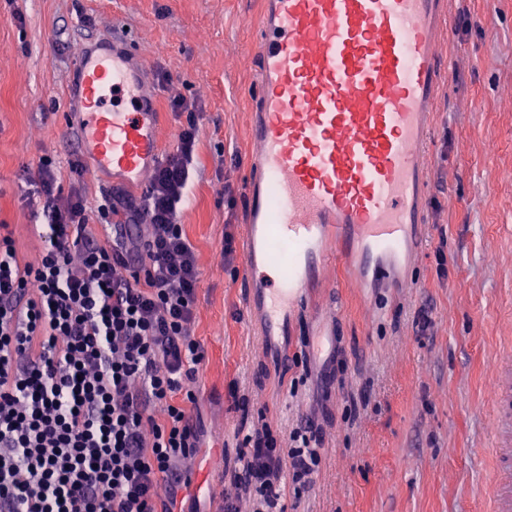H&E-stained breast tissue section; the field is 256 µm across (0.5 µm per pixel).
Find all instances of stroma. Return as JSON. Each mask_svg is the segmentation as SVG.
Returning <instances> with one entry per match:
<instances>
[{"label": "stroma", "instance_id": "stroma-1", "mask_svg": "<svg viewBox=\"0 0 512 512\" xmlns=\"http://www.w3.org/2000/svg\"><path fill=\"white\" fill-rule=\"evenodd\" d=\"M450 60L427 155L423 241L411 289L354 287L342 267L295 317L284 354H265L248 323L240 271L224 246L220 191L239 195L241 232L260 0H0V222L41 224L26 206L24 170L67 159L76 134L72 64L111 36L136 39L147 73L204 106L181 222L202 270L196 333L204 446L198 469L223 454L230 481L247 434L286 435L311 416L324 451L314 492L289 491L288 512H490L493 379L512 368V0H450ZM431 324L420 330L418 311ZM333 330L335 360L308 348Z\"/></svg>", "mask_w": 512, "mask_h": 512}]
</instances>
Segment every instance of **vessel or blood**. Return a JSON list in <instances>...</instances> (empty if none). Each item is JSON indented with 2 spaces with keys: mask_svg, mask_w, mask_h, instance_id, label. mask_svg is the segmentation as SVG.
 Masks as SVG:
<instances>
[{
  "mask_svg": "<svg viewBox=\"0 0 512 512\" xmlns=\"http://www.w3.org/2000/svg\"><path fill=\"white\" fill-rule=\"evenodd\" d=\"M448 0H263L253 45L243 275L264 352L335 264L389 277L424 223L425 148L448 66ZM77 148L138 192L160 165L154 99L128 40L78 52ZM493 424L512 415V373L498 374ZM491 512H512V448H497Z\"/></svg>",
  "mask_w": 512,
  "mask_h": 512,
  "instance_id": "b4317fda",
  "label": "vessel or blood"
}]
</instances>
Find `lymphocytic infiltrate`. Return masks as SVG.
<instances>
[{"label":"lymphocytic infiltrate","mask_w":512,"mask_h":512,"mask_svg":"<svg viewBox=\"0 0 512 512\" xmlns=\"http://www.w3.org/2000/svg\"><path fill=\"white\" fill-rule=\"evenodd\" d=\"M157 85L176 149L143 198L112 189L89 207L93 171L46 156L28 178L45 223L0 224V512H178L191 484L207 349L196 334L201 268L180 213L202 115L166 71ZM116 215L140 236L93 233ZM322 442L305 416L280 441L254 429L213 512H241L244 499L248 512H275L287 485L311 489Z\"/></svg>","instance_id":"1"}]
</instances>
